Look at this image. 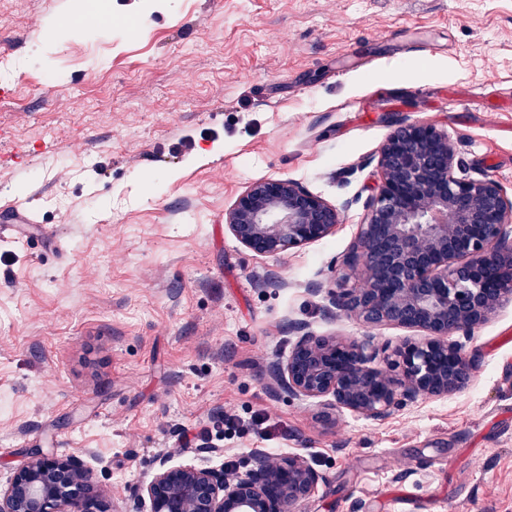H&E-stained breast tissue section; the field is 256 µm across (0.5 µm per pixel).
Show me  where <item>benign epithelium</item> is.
Returning a JSON list of instances; mask_svg holds the SVG:
<instances>
[{
	"mask_svg": "<svg viewBox=\"0 0 512 512\" xmlns=\"http://www.w3.org/2000/svg\"><path fill=\"white\" fill-rule=\"evenodd\" d=\"M375 193L345 261L360 271L359 288L331 292V307L361 324L426 333L407 338L375 361L371 337L319 336L302 324L288 358L272 367L275 389L324 400L383 420L424 396L469 383L476 355L467 339L512 303V196L490 175L465 173L453 139L429 123L401 121L377 154ZM340 210L286 179L252 183L224 214L246 250L280 255L330 235ZM250 468L170 465L160 460L141 488L151 512H294L322 476L299 455L272 458L253 450ZM0 512H110L77 460L42 449L0 486Z\"/></svg>",
	"mask_w": 512,
	"mask_h": 512,
	"instance_id": "benign-epithelium-1",
	"label": "benign epithelium"
}]
</instances>
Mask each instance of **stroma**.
Here are the masks:
<instances>
[{
  "mask_svg": "<svg viewBox=\"0 0 512 512\" xmlns=\"http://www.w3.org/2000/svg\"><path fill=\"white\" fill-rule=\"evenodd\" d=\"M0 204L58 252L0 238V482L34 449L149 512L160 458L244 475L252 449L322 476L299 512H512V304L467 340L469 384L373 422L273 391L289 323L395 346L329 314L395 125L458 143L512 193V0H0ZM68 17L69 27L57 25ZM288 179L329 236L244 249L224 213ZM239 425L217 435L222 414Z\"/></svg>",
  "mask_w": 512,
  "mask_h": 512,
  "instance_id": "35a3bbf8",
  "label": "stroma"
}]
</instances>
